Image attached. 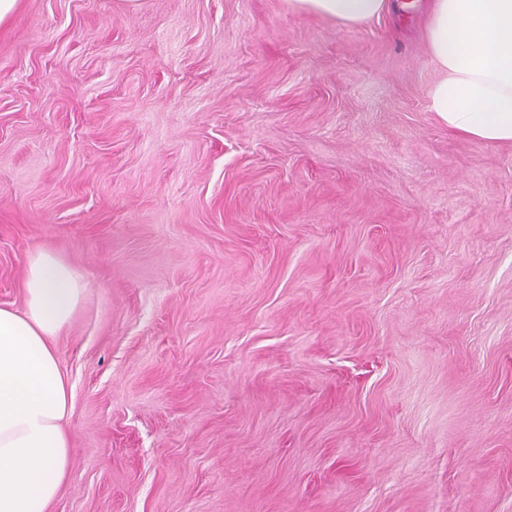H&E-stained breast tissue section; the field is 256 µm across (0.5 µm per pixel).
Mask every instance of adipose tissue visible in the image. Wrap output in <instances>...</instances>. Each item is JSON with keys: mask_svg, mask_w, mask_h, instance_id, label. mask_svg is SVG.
Wrapping results in <instances>:
<instances>
[{"mask_svg": "<svg viewBox=\"0 0 512 512\" xmlns=\"http://www.w3.org/2000/svg\"><path fill=\"white\" fill-rule=\"evenodd\" d=\"M299 13L366 24L390 0H288ZM431 58L442 77L429 108L449 131L512 144V0H431ZM24 307H0V512H47L70 468L64 422L70 388L55 338L84 298L80 271L49 250L35 253Z\"/></svg>", "mask_w": 512, "mask_h": 512, "instance_id": "obj_1", "label": "adipose tissue"}]
</instances>
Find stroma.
I'll list each match as a JSON object with an SVG mask.
<instances>
[{"label":"stroma","mask_w":512,"mask_h":512,"mask_svg":"<svg viewBox=\"0 0 512 512\" xmlns=\"http://www.w3.org/2000/svg\"><path fill=\"white\" fill-rule=\"evenodd\" d=\"M419 2L0 24V306L85 280L48 512H512V145L430 111ZM289 7L299 13L336 19L343 25L366 24L390 8V0H289Z\"/></svg>","instance_id":"stroma-1"}]
</instances>
